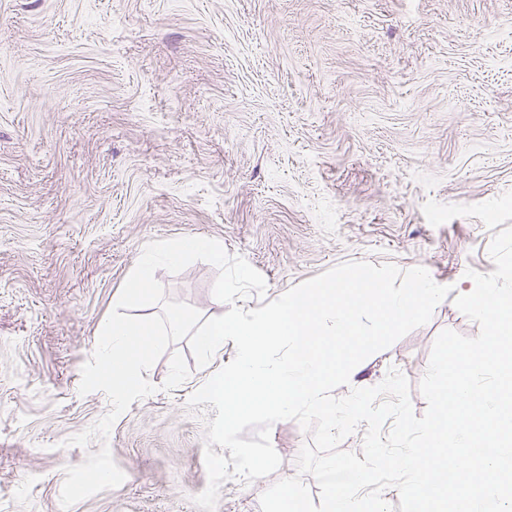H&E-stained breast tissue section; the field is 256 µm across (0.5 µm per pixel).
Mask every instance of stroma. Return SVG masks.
Wrapping results in <instances>:
<instances>
[{"mask_svg":"<svg viewBox=\"0 0 512 512\" xmlns=\"http://www.w3.org/2000/svg\"><path fill=\"white\" fill-rule=\"evenodd\" d=\"M512 226V0H0V512H66L65 470L108 444L124 482L67 512H201L205 421L189 398L235 356L163 390L174 352L145 371L107 441L67 440L111 409L81 370L147 244L219 241L266 281L256 309L340 264L425 268L468 287ZM218 275L160 269L166 298L203 318ZM446 329L480 328L453 298L365 359L419 383ZM311 436L271 429L281 465L225 481L214 512H260L301 476Z\"/></svg>","mask_w":512,"mask_h":512,"instance_id":"stroma-1","label":"stroma"}]
</instances>
